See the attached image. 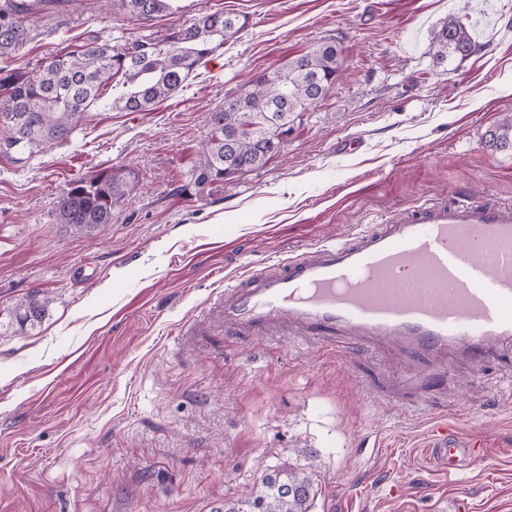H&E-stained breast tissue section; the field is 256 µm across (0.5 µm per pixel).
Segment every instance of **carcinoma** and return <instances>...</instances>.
Instances as JSON below:
<instances>
[{
    "label": "carcinoma",
    "mask_w": 512,
    "mask_h": 512,
    "mask_svg": "<svg viewBox=\"0 0 512 512\" xmlns=\"http://www.w3.org/2000/svg\"><path fill=\"white\" fill-rule=\"evenodd\" d=\"M170 2L112 0V8L149 21L169 10ZM35 22L30 0H0V49L23 48ZM246 24L247 18L238 15L205 13L161 40L150 34L121 46L95 40L45 61L36 72L7 73L0 77V120L9 132L5 144L25 148L68 139L86 112L100 105L102 88L116 76L127 91L112 99V107L144 110L183 88L201 61ZM431 46L442 63L481 50L451 17L433 32ZM341 61V44L321 41L280 69L257 76L252 89L224 98L209 115L203 157L190 172V181L200 186L263 167L298 113L332 92ZM489 136L492 146L512 148V119L490 130ZM136 181L134 172L111 167L72 182L58 200V223L84 232L112 223V209L134 190ZM47 314L46 300L32 291L13 306L0 308V330L24 333L41 325ZM316 497L312 474L284 465L262 477L260 490L245 504L224 503V512H311Z\"/></svg>",
    "instance_id": "cac0c4a2"
}]
</instances>
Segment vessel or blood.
<instances>
[{"mask_svg": "<svg viewBox=\"0 0 512 512\" xmlns=\"http://www.w3.org/2000/svg\"><path fill=\"white\" fill-rule=\"evenodd\" d=\"M304 336L325 348L395 347L399 391L448 389V364L512 358V204L438 201L402 209L341 242L302 250L225 285L187 336ZM477 442L436 429L451 471Z\"/></svg>", "mask_w": 512, "mask_h": 512, "instance_id": "vessel-or-blood-1", "label": "vessel or blood"}]
</instances>
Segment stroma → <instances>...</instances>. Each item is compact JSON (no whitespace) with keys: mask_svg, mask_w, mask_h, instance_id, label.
I'll return each mask as SVG.
<instances>
[{"mask_svg":"<svg viewBox=\"0 0 512 512\" xmlns=\"http://www.w3.org/2000/svg\"><path fill=\"white\" fill-rule=\"evenodd\" d=\"M106 0L40 12L0 69L30 71L99 38H164L202 13L247 27L147 112H88L68 141L9 149L0 125V306L38 290L49 316L0 337V512H213L267 469L312 466L313 512H512V361L456 366L457 408L379 385L394 361L300 338L180 339L226 282L338 242L433 200L512 202V151L489 147L512 117V0H177L134 21ZM455 18L480 54L437 63ZM333 38V92L300 114L279 156L197 189L209 114ZM356 143L344 153V143ZM133 170L111 224L56 219L69 184ZM86 261L98 276L72 275ZM481 441L451 473L429 455L438 424Z\"/></svg>","mask_w":512,"mask_h":512,"instance_id":"obj_1","label":"stroma"}]
</instances>
